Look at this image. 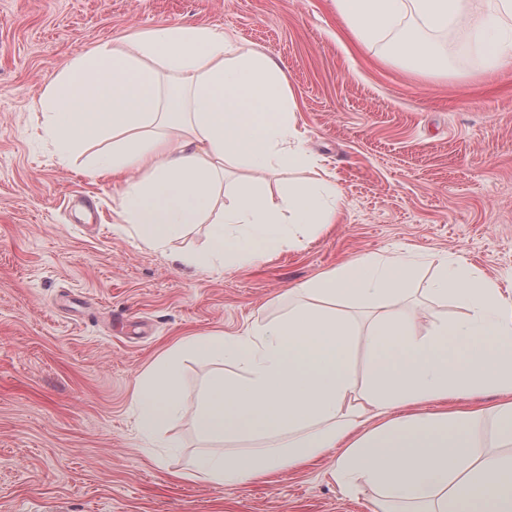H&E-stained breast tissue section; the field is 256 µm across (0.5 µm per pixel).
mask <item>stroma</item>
<instances>
[{
  "label": "stroma",
  "instance_id": "35a3bbf8",
  "mask_svg": "<svg viewBox=\"0 0 512 512\" xmlns=\"http://www.w3.org/2000/svg\"><path fill=\"white\" fill-rule=\"evenodd\" d=\"M232 33L287 74L298 126L340 196L335 224L295 251L201 274L192 224L139 244L108 182L60 166L35 108L77 53L158 24ZM449 76L421 77L359 45L334 0H0V512H374L332 457L235 486L188 478L189 417L156 442L135 429L137 376L178 340L234 336L278 314L292 285L362 253L459 255L512 284V71L486 73L452 33ZM419 325L457 316L420 293Z\"/></svg>",
  "mask_w": 512,
  "mask_h": 512
}]
</instances>
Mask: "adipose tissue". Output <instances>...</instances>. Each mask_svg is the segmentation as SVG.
<instances>
[{
	"mask_svg": "<svg viewBox=\"0 0 512 512\" xmlns=\"http://www.w3.org/2000/svg\"><path fill=\"white\" fill-rule=\"evenodd\" d=\"M352 37H390L411 72L441 70L433 35L455 31L483 69H512V0H334ZM37 123L61 165L112 180L139 243L166 248L189 224L210 223L207 246L182 254L201 272L229 270L297 248L335 223L338 193L297 127L294 96L269 56L225 31L159 24L127 46L77 54L43 92ZM108 151L87 153L90 142ZM252 178L224 183L227 163ZM304 170L269 190L263 173ZM426 293L454 296L461 319L420 327L403 302L416 274L410 250L364 253L287 290L288 303L243 333L192 336L137 379L136 424L155 436L183 407L185 355L224 362L209 374L192 423L205 452L193 474L217 486L305 464L331 449L348 493L376 512H512V292L456 255L428 258ZM372 315L360 325L355 311ZM494 396L476 409L468 403Z\"/></svg>",
	"mask_w": 512,
	"mask_h": 512,
	"instance_id": "obj_1",
	"label": "adipose tissue"
}]
</instances>
